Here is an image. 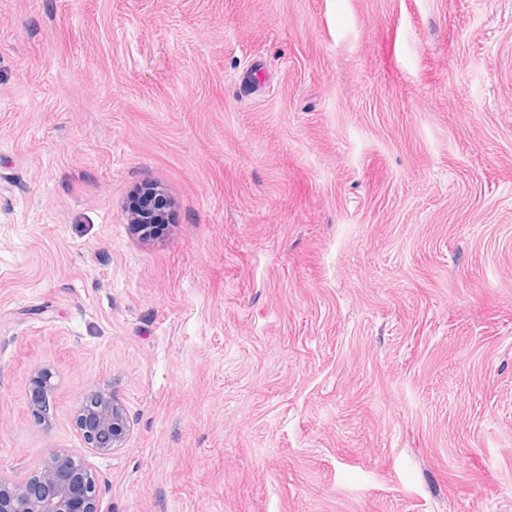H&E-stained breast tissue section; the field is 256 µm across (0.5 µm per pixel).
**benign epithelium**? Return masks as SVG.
I'll return each instance as SVG.
<instances>
[{"instance_id":"benign-epithelium-1","label":"benign epithelium","mask_w":512,"mask_h":512,"mask_svg":"<svg viewBox=\"0 0 512 512\" xmlns=\"http://www.w3.org/2000/svg\"><path fill=\"white\" fill-rule=\"evenodd\" d=\"M128 224L147 241L162 234L169 220L170 202L158 184L138 188L125 206ZM51 374L38 373L32 414L46 421L47 390ZM76 425L86 447L110 454L125 447L131 425L124 407L112 395L91 388L76 414ZM0 512H109L100 481L86 459L71 450L49 453L47 462L30 474H0Z\"/></svg>"}]
</instances>
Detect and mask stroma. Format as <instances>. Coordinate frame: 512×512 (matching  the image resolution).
<instances>
[{"label": "stroma", "instance_id": "obj_1", "mask_svg": "<svg viewBox=\"0 0 512 512\" xmlns=\"http://www.w3.org/2000/svg\"><path fill=\"white\" fill-rule=\"evenodd\" d=\"M93 387L111 512H512V0H0V473ZM125 210L127 223L144 241L158 237L169 224L170 202L158 184H145L138 188L125 205ZM51 374L47 371L39 372L35 380V393L32 398L33 407L32 414L37 422L42 423L46 421L48 409L46 403L47 390H51ZM76 425L85 447L98 454H111L124 448L131 425L124 407L112 395L91 388L76 414Z\"/></svg>", "mask_w": 512, "mask_h": 512}]
</instances>
